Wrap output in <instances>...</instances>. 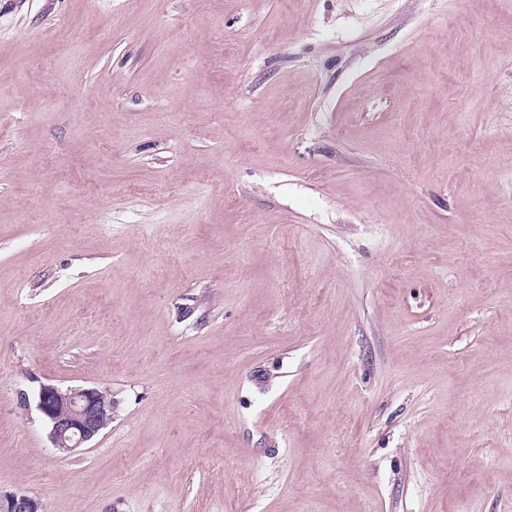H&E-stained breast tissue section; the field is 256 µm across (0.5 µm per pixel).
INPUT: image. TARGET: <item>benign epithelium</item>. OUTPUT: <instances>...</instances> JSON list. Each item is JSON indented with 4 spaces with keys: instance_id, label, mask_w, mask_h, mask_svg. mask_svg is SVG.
I'll return each instance as SVG.
<instances>
[{
    "instance_id": "7a95c632",
    "label": "benign epithelium",
    "mask_w": 512,
    "mask_h": 512,
    "mask_svg": "<svg viewBox=\"0 0 512 512\" xmlns=\"http://www.w3.org/2000/svg\"><path fill=\"white\" fill-rule=\"evenodd\" d=\"M36 408L47 436L60 453H71L93 440L112 421V398L95 387L62 389L40 386ZM0 512H41L40 503L22 493H0Z\"/></svg>"
}]
</instances>
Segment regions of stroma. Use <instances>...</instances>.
<instances>
[{
    "instance_id": "1",
    "label": "stroma",
    "mask_w": 512,
    "mask_h": 512,
    "mask_svg": "<svg viewBox=\"0 0 512 512\" xmlns=\"http://www.w3.org/2000/svg\"><path fill=\"white\" fill-rule=\"evenodd\" d=\"M0 491L512 512V0H0ZM36 408L52 447L66 454L93 440L112 420V398L95 387L41 385Z\"/></svg>"
}]
</instances>
